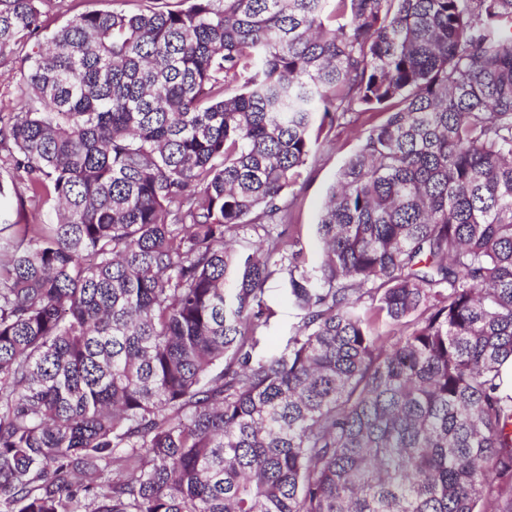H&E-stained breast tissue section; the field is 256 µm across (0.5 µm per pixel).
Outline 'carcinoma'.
Masks as SVG:
<instances>
[{
  "label": "carcinoma",
  "instance_id": "obj_1",
  "mask_svg": "<svg viewBox=\"0 0 512 512\" xmlns=\"http://www.w3.org/2000/svg\"><path fill=\"white\" fill-rule=\"evenodd\" d=\"M0 0V512H512V0ZM366 117L308 262L288 189ZM285 277L298 322L262 351ZM112 0H43L44 34H49L60 28L67 20L89 11L111 10ZM30 50L31 45H27L0 57V105L5 112L18 107L21 102L24 58Z\"/></svg>",
  "mask_w": 512,
  "mask_h": 512
}]
</instances>
